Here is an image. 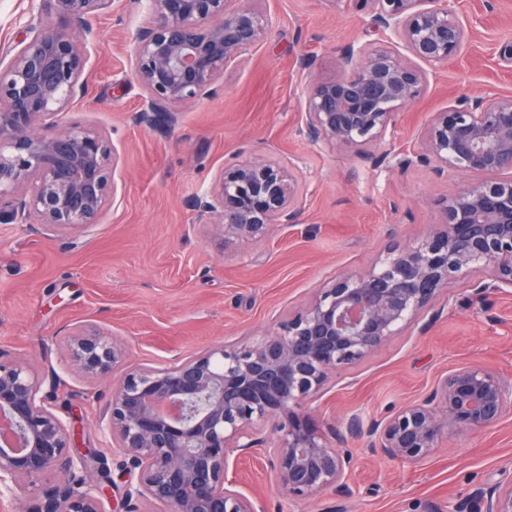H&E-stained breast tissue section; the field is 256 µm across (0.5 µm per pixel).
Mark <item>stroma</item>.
Listing matches in <instances>:
<instances>
[{
  "label": "stroma",
  "instance_id": "1",
  "mask_svg": "<svg viewBox=\"0 0 512 512\" xmlns=\"http://www.w3.org/2000/svg\"><path fill=\"white\" fill-rule=\"evenodd\" d=\"M41 0H0V48L21 38L20 20ZM269 27L244 64L229 68L217 95L178 106L175 119L140 124L146 92L132 77L130 52L148 22L145 0L102 15L87 46L88 91L56 124L105 130L118 156L117 204L88 231L0 223V354L41 375L59 372L55 404L83 447L118 479L103 411L118 375L98 380L65 371L73 328L95 324L126 346L127 367L173 362L213 345L240 346L305 306L336 274L369 269L391 246L415 244L441 222L439 202L470 180L419 165L395 168L391 149L418 148L433 113L459 96L493 88L512 93V65L497 45L512 42V0H456L463 18L479 17L469 50L429 77L427 94L408 106L392 137L353 155L302 132L308 86L331 77L342 47L376 42L368 10L352 0H266ZM313 57L311 67L301 64ZM267 155L291 161L300 177L298 214L261 241L224 242L192 199L225 161ZM461 364L512 379V295L482 297L449 284L414 322L358 366L333 377L308 414L343 432L354 465L343 498L327 492L295 500L270 480L266 449L235 459L227 478L263 512H451L485 485L512 479V416L492 431H460L418 464L370 449L348 433L422 399Z\"/></svg>",
  "mask_w": 512,
  "mask_h": 512
}]
</instances>
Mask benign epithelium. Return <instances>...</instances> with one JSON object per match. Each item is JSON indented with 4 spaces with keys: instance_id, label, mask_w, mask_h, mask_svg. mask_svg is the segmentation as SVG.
Returning <instances> with one entry per match:
<instances>
[{
    "instance_id": "7a95c632",
    "label": "benign epithelium",
    "mask_w": 512,
    "mask_h": 512,
    "mask_svg": "<svg viewBox=\"0 0 512 512\" xmlns=\"http://www.w3.org/2000/svg\"><path fill=\"white\" fill-rule=\"evenodd\" d=\"M53 18L30 19L18 44L0 54V223L59 231L100 223L116 196L118 158L107 133L80 123L38 132L87 90V44L94 21L124 0H46ZM264 0H148L149 21L135 36L133 74L145 89L142 119L173 120L171 109L217 94L224 72L244 60L268 27ZM372 14L386 39L347 45L336 73L306 94L308 141L357 152L393 134L401 111L424 96L428 71L466 49L472 23L454 0H352ZM433 165L472 181L441 202L437 231L390 247L364 272H341L304 309L236 347L216 346L126 373L103 413L123 460L125 501H154L167 512H260L226 479L230 457L267 444L278 488L297 499L349 492L352 456L333 448L303 411L330 378L363 361L437 299L448 282L480 273L483 288H512V95L487 89L434 113L420 150L396 157L405 171ZM508 175L499 181L486 177ZM299 176L277 160H232L193 207L225 239L261 240L295 211ZM123 357L95 327L72 333L67 369L88 377ZM60 377L38 375L0 354V501H16L22 482L48 475L45 503L31 511L105 512L106 488L86 481L90 453L70 450L54 404ZM512 415V380L477 365L452 370L425 398L349 430L403 462L427 458L458 430L484 432ZM476 508L512 512V480L481 487Z\"/></svg>"
}]
</instances>
